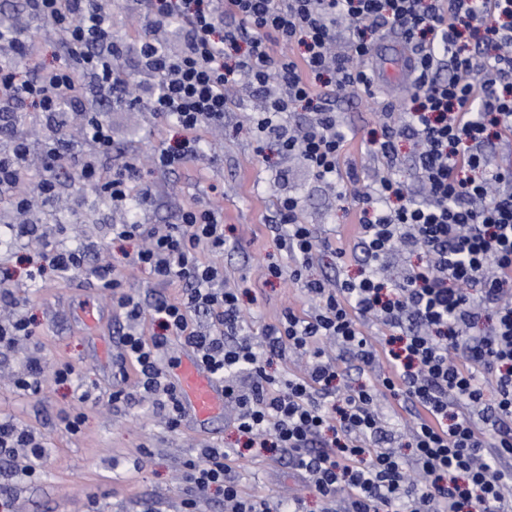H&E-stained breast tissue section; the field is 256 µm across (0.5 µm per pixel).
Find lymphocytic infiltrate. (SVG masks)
Here are the masks:
<instances>
[{"mask_svg": "<svg viewBox=\"0 0 512 512\" xmlns=\"http://www.w3.org/2000/svg\"><path fill=\"white\" fill-rule=\"evenodd\" d=\"M142 33L117 40L101 0H25L27 19L43 23L63 59L43 67L25 24L0 28V127H13L0 147V201L13 215L8 228L24 238L32 196L51 201L57 173L78 171L113 210L132 195L154 197L140 185V154L104 170L112 136L101 113L84 118L86 146L74 151L69 105L96 93L128 101L155 127L173 122L195 131L224 122L226 88H266L253 122L261 138L298 153L317 183L335 186L357 217L356 274L333 284L309 277L331 245L298 218L300 202L282 198L271 231L293 259L271 265L270 278L301 282L317 300L311 315L283 309L255 343L238 288L203 253L223 251L224 210L210 201L180 207L177 223L112 225L116 240L142 237L132 264L163 283L180 282V298L153 308L155 334L121 338L119 378L137 372V386L170 429L184 421L180 397L164 370L172 338L225 384L233 424L250 448H282L324 504V512H512V168L493 165L484 147L512 135V0H128ZM180 29L182 45L168 52L165 34ZM396 29L410 53L413 105L398 123H383L375 152L389 163L397 143L413 142L418 188L380 174L367 184L342 177L344 138L331 97L368 86L372 32ZM448 78L439 72L446 63ZM44 124L41 145L16 125L25 105ZM310 114L300 127L286 116L296 105ZM41 150L43 167L26 189L28 165ZM405 262L389 270L396 255ZM388 329L371 341L364 323ZM333 342L373 385L336 394L342 370L323 349ZM303 355L302 373L279 381L269 356ZM414 410L397 433L378 406L380 395ZM42 442L30 429L0 421V458L24 454L22 477L36 473ZM240 455L210 445L186 461L196 496L224 492V512H271L268 500L244 496L235 477Z\"/></svg>", "mask_w": 512, "mask_h": 512, "instance_id": "lymphocytic-infiltrate-1", "label": "lymphocytic infiltrate"}]
</instances>
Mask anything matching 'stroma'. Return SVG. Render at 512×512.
I'll use <instances>...</instances> for the list:
<instances>
[{"instance_id": "obj_1", "label": "stroma", "mask_w": 512, "mask_h": 512, "mask_svg": "<svg viewBox=\"0 0 512 512\" xmlns=\"http://www.w3.org/2000/svg\"><path fill=\"white\" fill-rule=\"evenodd\" d=\"M375 92L371 98L359 89L336 101L345 134L340 166L356 168L364 178L386 169L392 177L417 186L409 141L400 142V161L392 168L370 145L381 135L385 114H398L408 101L407 88L384 80ZM262 104L263 95L256 90L243 97L231 96L223 130L198 131L200 155L215 158L210 168L195 162L173 171L145 166L156 201L138 210L139 219L146 223L173 224L177 205L222 192L228 243L215 261L223 265L228 285L246 287L240 303L256 337L275 323L285 307L307 313L316 305L299 284L265 276L269 264L285 270L293 265L266 228L280 197L289 193L299 197L300 220L316 225L345 247L353 246L356 232L351 205L317 189L300 158L283 156L272 142L257 148L250 115ZM90 109L102 113L112 128L114 147L104 161L105 169L120 166L132 150L150 156L155 132L148 114L109 100L91 104ZM58 181L57 199L40 206L32 217L47 231V242L17 239L0 249V265L14 275L11 298L17 311L32 319L34 330L30 340L0 355V419L32 429L43 442V460L34 477L20 478L15 466L0 461V512H90L94 507L99 512H181L190 492L182 479L183 463L195 448L207 442L236 450L242 448L243 440L228 408L207 425L187 420L171 431L151 402L111 401L112 362L129 323L123 311L114 307L111 291L99 288L91 272L61 277L44 270L42 277L31 278V271L42 268L45 243L95 242L97 262L110 264L124 292L148 307L160 299H177L182 286L156 283L130 265L141 240L116 241L110 233L111 225L125 221V213L113 211L94 187L76 181L71 172H60ZM85 309L99 317L96 327L81 321L79 314ZM33 354L48 369L69 365L75 373L65 381L47 379L40 394H23L13 378ZM71 413L83 416L75 434L63 424ZM143 448L151 449L150 457L140 456ZM236 475L245 495L265 497L274 512H282L300 483L288 453L279 449L246 452Z\"/></svg>"}]
</instances>
